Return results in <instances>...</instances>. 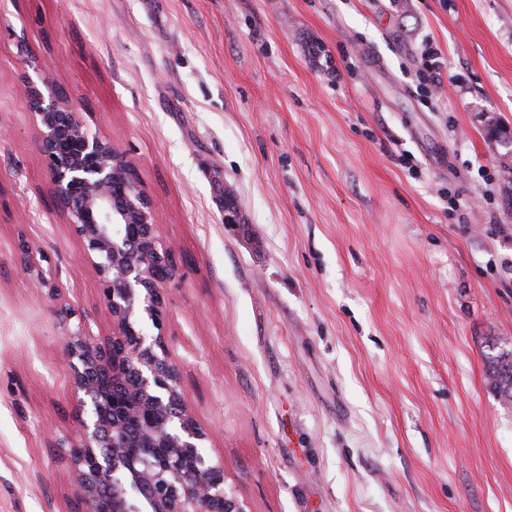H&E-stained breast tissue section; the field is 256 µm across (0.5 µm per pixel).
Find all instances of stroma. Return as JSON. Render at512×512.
<instances>
[{"mask_svg": "<svg viewBox=\"0 0 512 512\" xmlns=\"http://www.w3.org/2000/svg\"><path fill=\"white\" fill-rule=\"evenodd\" d=\"M409 4L0 0V512H82L60 337L112 333L19 91L47 71L162 216L183 399L248 512H512L487 377L512 342V147L487 136L512 129V0Z\"/></svg>", "mask_w": 512, "mask_h": 512, "instance_id": "35a3bbf8", "label": "stroma"}]
</instances>
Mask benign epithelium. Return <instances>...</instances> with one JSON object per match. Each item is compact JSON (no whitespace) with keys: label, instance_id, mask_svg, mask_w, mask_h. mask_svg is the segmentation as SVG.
<instances>
[{"label":"benign epithelium","instance_id":"benign-epithelium-1","mask_svg":"<svg viewBox=\"0 0 512 512\" xmlns=\"http://www.w3.org/2000/svg\"><path fill=\"white\" fill-rule=\"evenodd\" d=\"M57 211L81 239L112 316V335L79 322L60 337L84 416L67 442L84 512H247L189 411L166 337L164 287L174 277L160 216L137 170L90 133L77 104L47 75L23 74ZM122 225L118 236L112 226Z\"/></svg>","mask_w":512,"mask_h":512}]
</instances>
